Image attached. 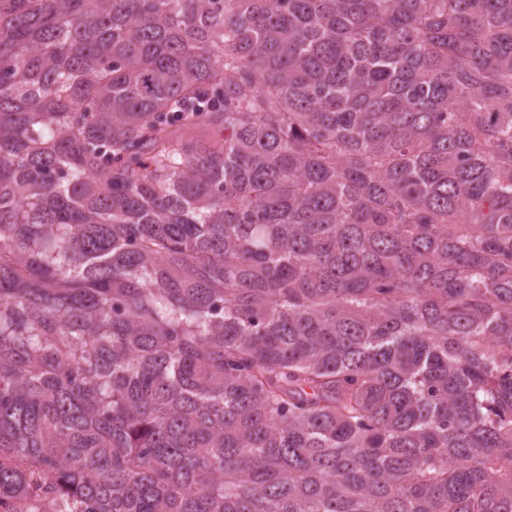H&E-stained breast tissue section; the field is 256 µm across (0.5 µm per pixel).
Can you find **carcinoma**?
<instances>
[{
  "label": "carcinoma",
  "instance_id": "obj_1",
  "mask_svg": "<svg viewBox=\"0 0 512 512\" xmlns=\"http://www.w3.org/2000/svg\"><path fill=\"white\" fill-rule=\"evenodd\" d=\"M0 512H512V0H0Z\"/></svg>",
  "mask_w": 512,
  "mask_h": 512
}]
</instances>
